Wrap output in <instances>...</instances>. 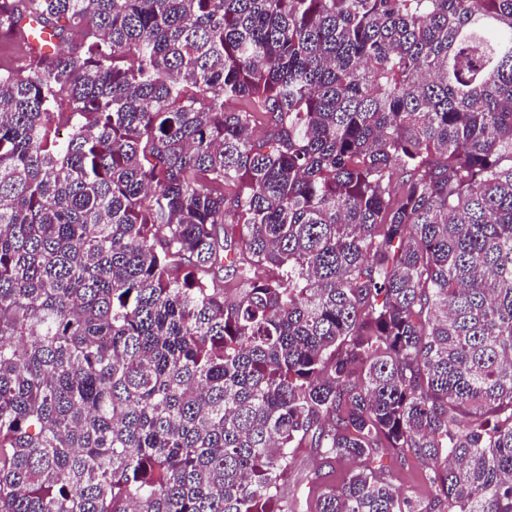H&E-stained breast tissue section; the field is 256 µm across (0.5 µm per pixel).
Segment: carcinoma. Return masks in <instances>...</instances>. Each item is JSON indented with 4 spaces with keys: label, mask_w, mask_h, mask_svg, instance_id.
Here are the masks:
<instances>
[{
    "label": "carcinoma",
    "mask_w": 512,
    "mask_h": 512,
    "mask_svg": "<svg viewBox=\"0 0 512 512\" xmlns=\"http://www.w3.org/2000/svg\"><path fill=\"white\" fill-rule=\"evenodd\" d=\"M33 21L0 512H294L295 448L360 463L316 512H512V0H0ZM382 463L384 473L393 484L403 488L413 497L427 499L432 496V489L425 479V467L418 461L410 459L406 464L393 461L385 456Z\"/></svg>",
    "instance_id": "obj_1"
}]
</instances>
